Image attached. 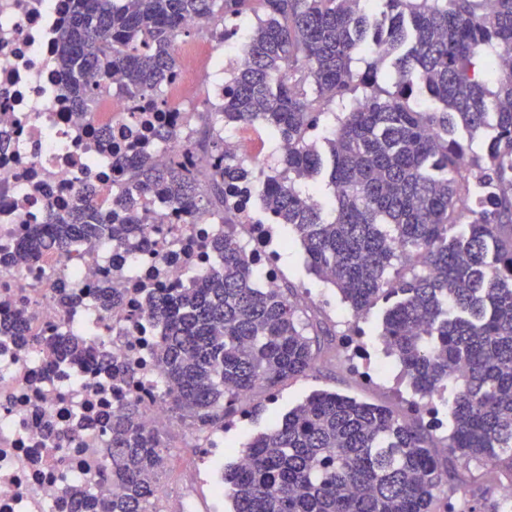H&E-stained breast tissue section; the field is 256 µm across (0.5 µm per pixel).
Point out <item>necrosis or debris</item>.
<instances>
[{
    "label": "necrosis or debris",
    "mask_w": 512,
    "mask_h": 512,
    "mask_svg": "<svg viewBox=\"0 0 512 512\" xmlns=\"http://www.w3.org/2000/svg\"><path fill=\"white\" fill-rule=\"evenodd\" d=\"M68 17V0H0L2 246L25 238L47 207L70 205L87 183L97 189L98 209L111 210L118 188L113 157L149 138L155 126L172 132L168 143L155 145L156 160L179 157L206 174L190 145L195 113L141 104L118 75L91 115L62 96L56 35ZM222 46L178 42L168 97L187 96L186 71L212 63ZM141 213L153 228L149 238L126 233L109 246L46 250L35 259L15 251L0 264V312L24 313L32 338L22 346L0 336V512H69L76 492L96 489L111 455L105 424L127 402L139 405L150 430L175 418L153 357L162 331L148 316L151 296L189 287L206 273L213 264L209 244L224 226L178 212L157 196L142 198ZM238 230L255 245L250 255L261 286L278 287L273 259L284 242L275 216L258 219L253 207H243ZM62 277L76 291L66 306L57 295ZM105 286L119 298L108 310L98 296ZM91 316L99 324L93 344L111 367L45 360L37 338L67 334Z\"/></svg>",
    "instance_id": "4bbe7bcc"
}]
</instances>
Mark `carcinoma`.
I'll return each mask as SVG.
<instances>
[{
	"instance_id": "obj_1",
	"label": "carcinoma",
	"mask_w": 512,
	"mask_h": 512,
	"mask_svg": "<svg viewBox=\"0 0 512 512\" xmlns=\"http://www.w3.org/2000/svg\"><path fill=\"white\" fill-rule=\"evenodd\" d=\"M69 0L57 40L61 92L83 110L121 74L128 91L155 93L175 65L173 43L185 20L208 22L211 35L229 17L247 32L248 63L224 81V103L205 113L258 125L284 145L281 169L256 178L262 207L294 234L309 269L336 288L359 320L389 303L380 336L416 401L440 398L448 409V456L512 474V0ZM370 56L366 68L355 60ZM437 102L413 101L415 88ZM350 109L327 113L336 101ZM330 134L319 140L311 130ZM484 138L474 153L457 128ZM208 170L173 159L131 158L116 170L127 189L101 213L83 187L78 202L50 211L19 249L118 240L128 227L147 237L138 199L156 194L225 226L217 258L194 287L161 290L150 317L162 329L154 354L173 410L203 432L224 424L236 397L272 389L315 368L312 341L281 288H261L238 217L226 199L239 193L245 167L224 152V137L204 127L197 138ZM328 172L330 208L312 204L298 181ZM414 267L389 277L393 261ZM87 323L67 342L40 340L47 355L102 366ZM131 401L109 425L112 486L72 503L71 512H158L154 488L169 463L160 434L139 423ZM432 436L410 415L320 392L247 443L244 463L224 468L233 512H433L448 477Z\"/></svg>"
}]
</instances>
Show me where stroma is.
Returning a JSON list of instances; mask_svg holds the SVG:
<instances>
[{"label":"stroma","mask_w":512,"mask_h":512,"mask_svg":"<svg viewBox=\"0 0 512 512\" xmlns=\"http://www.w3.org/2000/svg\"><path fill=\"white\" fill-rule=\"evenodd\" d=\"M279 266L282 270L280 286L286 289L289 299L297 301V313L313 340L315 368L307 375L284 381L274 390L259 387L252 392L247 418L224 436V460L228 463L242 453L251 437L317 392H335L398 412L406 409L405 402L390 388L393 370L380 352L378 330L385 304L377 303L365 319L355 320L336 289L309 271L299 245L281 250ZM355 323L364 332L365 344L376 355L374 378L369 382L351 372L342 353V337ZM163 440L169 448L170 463L161 480L172 489L164 504L166 512H183L180 491L189 485L196 493V512H232L231 504H219L213 497L209 482L193 477L198 443L197 434L188 422L180 419L170 425ZM489 477L488 469L477 461H453L451 476L442 486L439 500L444 503L449 497L456 496L475 512H481L486 497L492 492Z\"/></svg>","instance_id":"obj_1"}]
</instances>
